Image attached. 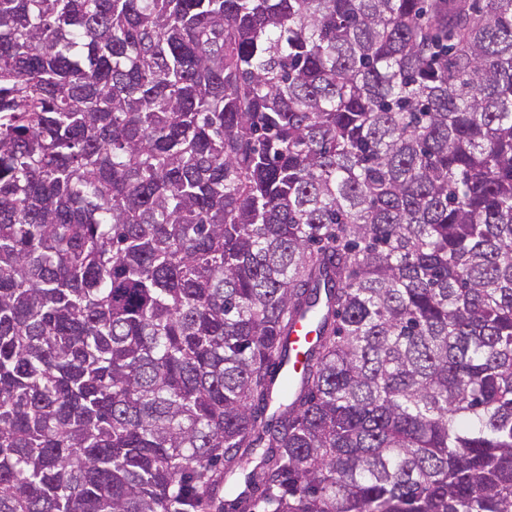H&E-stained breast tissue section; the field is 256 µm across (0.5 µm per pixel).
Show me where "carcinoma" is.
I'll return each instance as SVG.
<instances>
[{"instance_id": "cac0c4a2", "label": "carcinoma", "mask_w": 512, "mask_h": 512, "mask_svg": "<svg viewBox=\"0 0 512 512\" xmlns=\"http://www.w3.org/2000/svg\"><path fill=\"white\" fill-rule=\"evenodd\" d=\"M0 512H512V0H0Z\"/></svg>"}]
</instances>
